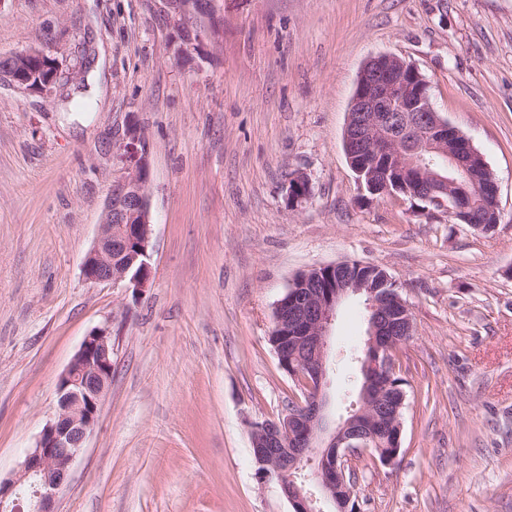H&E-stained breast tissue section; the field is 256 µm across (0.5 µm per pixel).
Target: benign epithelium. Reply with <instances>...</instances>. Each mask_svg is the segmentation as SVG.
<instances>
[{"instance_id": "1", "label": "benign epithelium", "mask_w": 512, "mask_h": 512, "mask_svg": "<svg viewBox=\"0 0 512 512\" xmlns=\"http://www.w3.org/2000/svg\"><path fill=\"white\" fill-rule=\"evenodd\" d=\"M167 14L184 30L181 51L200 41L193 21L213 14V0H165ZM37 73L10 63L0 70L7 79L27 89L51 92L36 81ZM427 82L406 60L392 54L370 58L362 68L348 112L344 151L358 181H366L373 195L404 194L420 199L451 218L471 223L469 207L459 183L431 167V157L448 158L470 182L466 193L499 194L494 174L480 180L471 167L478 151L472 142L433 108ZM140 132L128 125L118 150L125 160L106 198L101 224L85 256V280L112 287L140 290L150 279L151 220L148 200L150 170L137 154ZM417 181L412 193L406 177ZM311 184L303 172L293 173L286 184L291 208L305 203ZM348 261L326 264L336 273L331 289L320 288L310 272L299 275L277 301L269 341L279 364L306 388L307 403L298 404L276 419L251 426V451L260 467L261 482H274L292 512H324L333 506L344 512L342 493L347 491L346 471L355 457L373 451L384 465L399 455L402 390H388L391 351L413 336L414 323L407 302L380 268L377 284L347 272ZM362 296L369 313L366 357L359 359L363 374L361 395L365 405L340 417L331 427L324 413L331 326L338 306L351 296ZM112 381V331L93 328L56 385L57 410L42 429L36 444L19 468L0 478V512H52V505L71 477V468L97 425L102 400ZM316 458L314 485L297 481L294 473Z\"/></svg>"}]
</instances>
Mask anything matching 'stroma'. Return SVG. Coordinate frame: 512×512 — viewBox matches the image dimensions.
<instances>
[{
  "label": "stroma",
  "instance_id": "35a3bbf8",
  "mask_svg": "<svg viewBox=\"0 0 512 512\" xmlns=\"http://www.w3.org/2000/svg\"><path fill=\"white\" fill-rule=\"evenodd\" d=\"M195 50L164 0H0V57L89 58L88 112L0 80V476L53 416L56 383L95 327L112 382L56 512H292L260 482L250 430L297 399L268 341L294 277L381 266L415 335L393 465L354 463L360 512H512V0H217ZM412 63L499 185L488 232L358 185L343 132L372 56ZM136 124L150 168L151 279L82 275ZM312 196L289 209L294 171ZM346 301L332 329L365 336Z\"/></svg>",
  "mask_w": 512,
  "mask_h": 512
}]
</instances>
